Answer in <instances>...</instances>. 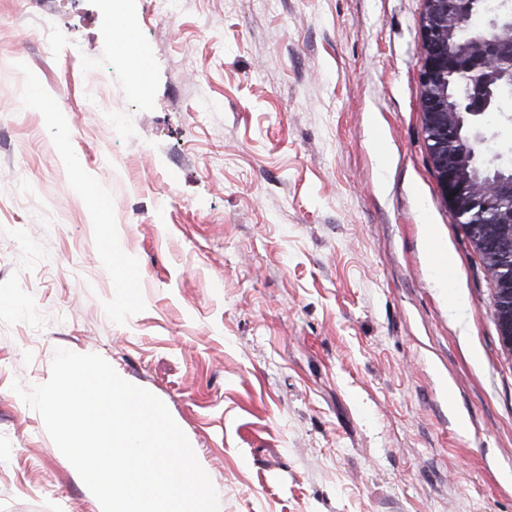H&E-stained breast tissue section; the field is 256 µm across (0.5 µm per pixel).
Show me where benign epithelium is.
Segmentation results:
<instances>
[{
  "mask_svg": "<svg viewBox=\"0 0 512 512\" xmlns=\"http://www.w3.org/2000/svg\"><path fill=\"white\" fill-rule=\"evenodd\" d=\"M461 26L470 37L450 52L448 38ZM421 30L420 108L431 164L449 213L501 260L497 323L512 348V176H504L503 155L489 148L482 124L501 90L512 88V0L491 13L486 0H425ZM462 79L469 93L458 102L452 90ZM464 139L476 147L468 157L451 150Z\"/></svg>",
  "mask_w": 512,
  "mask_h": 512,
  "instance_id": "7a95c632",
  "label": "benign epithelium"
}]
</instances>
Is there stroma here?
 <instances>
[{
  "label": "stroma",
  "mask_w": 512,
  "mask_h": 512,
  "mask_svg": "<svg viewBox=\"0 0 512 512\" xmlns=\"http://www.w3.org/2000/svg\"><path fill=\"white\" fill-rule=\"evenodd\" d=\"M157 6L126 0L136 93L100 0H0V512H97L11 389L59 348L164 402L220 512H512V350L432 169L424 0Z\"/></svg>",
  "instance_id": "1"
}]
</instances>
